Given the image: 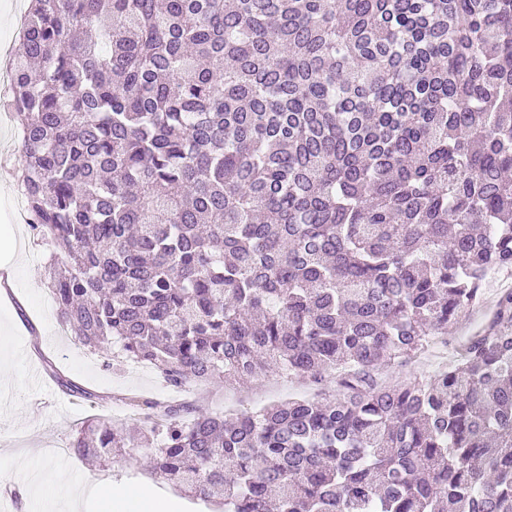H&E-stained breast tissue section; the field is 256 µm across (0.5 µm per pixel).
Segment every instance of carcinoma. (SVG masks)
<instances>
[{"instance_id":"cac0c4a2","label":"carcinoma","mask_w":512,"mask_h":512,"mask_svg":"<svg viewBox=\"0 0 512 512\" xmlns=\"http://www.w3.org/2000/svg\"><path fill=\"white\" fill-rule=\"evenodd\" d=\"M11 110L62 326L170 387L70 444L224 512H512V0H28ZM502 288H512V274L502 273L496 275L486 285L482 306L467 314L457 325L448 327V347H444L443 353L435 356H420L403 366H394L386 373L395 380L407 379L421 372L434 371L441 362L450 359L458 348L459 344L471 335L490 315L492 314L498 294Z\"/></svg>"}]
</instances>
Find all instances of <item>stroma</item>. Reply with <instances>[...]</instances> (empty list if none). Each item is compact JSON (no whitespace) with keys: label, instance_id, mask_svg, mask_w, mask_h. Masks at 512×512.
<instances>
[{"label":"stroma","instance_id":"1","mask_svg":"<svg viewBox=\"0 0 512 512\" xmlns=\"http://www.w3.org/2000/svg\"><path fill=\"white\" fill-rule=\"evenodd\" d=\"M26 164L18 149L11 111L0 101V264H12L13 286L0 294V487L27 466L43 489L59 498L67 512L73 489L85 483L134 491L144 483L156 487L160 498L172 502L174 512H211L188 500L172 484L151 474L139 455H116L89 465L70 443L80 423L93 416L128 422L127 398L175 400L176 394L152 367L132 363L109 366L104 355L89 351L72 338L58 337L54 301L48 288L45 263L49 255L39 245L28 222L18 220L15 199L17 176ZM512 288V274L496 275L486 285L481 307L448 329L443 353L420 356L389 369L396 380L434 371L450 359L459 344L492 314L501 289ZM79 386L72 393L64 381ZM317 387L295 375L271 373L241 384L224 378L192 386L186 399L207 412L222 416L250 413L288 398L311 397Z\"/></svg>","mask_w":512,"mask_h":512}]
</instances>
